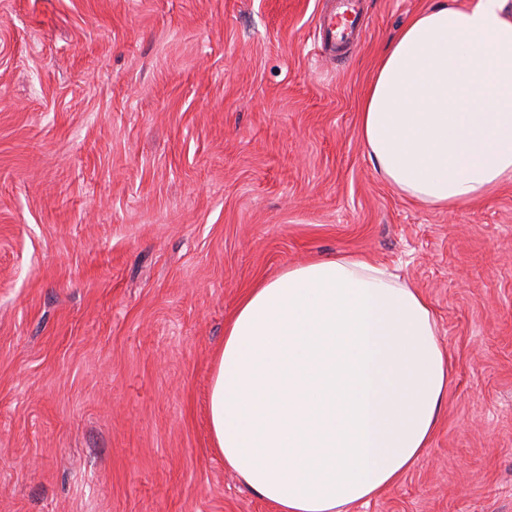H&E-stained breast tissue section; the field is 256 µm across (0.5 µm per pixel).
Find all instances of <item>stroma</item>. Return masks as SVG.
Listing matches in <instances>:
<instances>
[{
  "label": "stroma",
  "instance_id": "obj_1",
  "mask_svg": "<svg viewBox=\"0 0 512 512\" xmlns=\"http://www.w3.org/2000/svg\"><path fill=\"white\" fill-rule=\"evenodd\" d=\"M437 0H0V512H276L210 441L241 295L358 252L432 305L429 448L350 512H512V180L434 209L377 174L359 102ZM360 0H337L319 19L318 28L322 51L335 56L336 48L344 47L361 32Z\"/></svg>",
  "mask_w": 512,
  "mask_h": 512
}]
</instances>
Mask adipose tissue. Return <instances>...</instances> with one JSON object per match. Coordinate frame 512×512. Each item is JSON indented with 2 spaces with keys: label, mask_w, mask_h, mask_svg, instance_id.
Segmentation results:
<instances>
[{
  "label": "adipose tissue",
  "mask_w": 512,
  "mask_h": 512,
  "mask_svg": "<svg viewBox=\"0 0 512 512\" xmlns=\"http://www.w3.org/2000/svg\"><path fill=\"white\" fill-rule=\"evenodd\" d=\"M505 0L417 12L360 105L380 176L427 207L512 179V16ZM449 362L428 300L358 253L250 288L214 358L209 424L226 468L277 512H344L424 455Z\"/></svg>",
  "instance_id": "obj_1"
}]
</instances>
